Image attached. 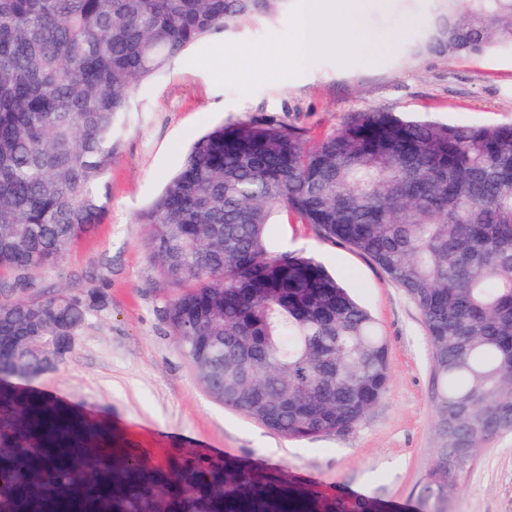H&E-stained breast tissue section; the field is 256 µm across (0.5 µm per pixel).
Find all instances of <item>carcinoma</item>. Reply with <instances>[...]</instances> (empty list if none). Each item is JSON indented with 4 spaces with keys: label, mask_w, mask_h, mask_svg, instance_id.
Masks as SVG:
<instances>
[{
    "label": "carcinoma",
    "mask_w": 512,
    "mask_h": 512,
    "mask_svg": "<svg viewBox=\"0 0 512 512\" xmlns=\"http://www.w3.org/2000/svg\"><path fill=\"white\" fill-rule=\"evenodd\" d=\"M284 0H0V271L60 258L106 214L115 134L138 83ZM429 49L512 46V0H435ZM281 210L372 259L421 314L431 354L429 495L457 442L512 430V125L356 112L309 143L272 118L194 142L138 221L175 287L164 318L205 390L291 438L355 427L389 382L371 314L321 261L274 249ZM80 292L0 302V512H385L224 456L152 467L90 447L100 430L15 383L26 339L80 329Z\"/></svg>",
    "instance_id": "1"
}]
</instances>
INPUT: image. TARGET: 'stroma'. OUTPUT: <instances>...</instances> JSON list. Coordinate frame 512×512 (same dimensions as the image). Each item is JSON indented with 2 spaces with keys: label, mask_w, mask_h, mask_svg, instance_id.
<instances>
[{
  "label": "stroma",
  "mask_w": 512,
  "mask_h": 512,
  "mask_svg": "<svg viewBox=\"0 0 512 512\" xmlns=\"http://www.w3.org/2000/svg\"><path fill=\"white\" fill-rule=\"evenodd\" d=\"M299 6L287 0L276 15L242 17L140 85L117 132L103 221L54 263L22 277L0 273V302L62 288L106 297L64 362L28 386L101 426L99 447L124 448L157 466L175 453L221 452L320 494L368 499L389 512H512V434L479 449L446 501L427 497L437 450L422 317L375 262L313 226L277 211L270 230L279 251L316 257L343 279L388 348V388L353 430L290 438L225 407L204 390L164 320L174 288L154 265L147 227L136 217L207 130L268 116L317 137L351 113L374 109L512 124V48L473 57L428 51L423 22L434 0H366L370 42L345 59L322 52L301 70L288 64Z\"/></svg>",
  "instance_id": "1"
}]
</instances>
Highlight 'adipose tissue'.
<instances>
[{"label": "adipose tissue", "mask_w": 512, "mask_h": 512, "mask_svg": "<svg viewBox=\"0 0 512 512\" xmlns=\"http://www.w3.org/2000/svg\"><path fill=\"white\" fill-rule=\"evenodd\" d=\"M363 0H301L295 22L294 68H305L310 59L326 49L348 53L364 34L359 26Z\"/></svg>", "instance_id": "1"}]
</instances>
